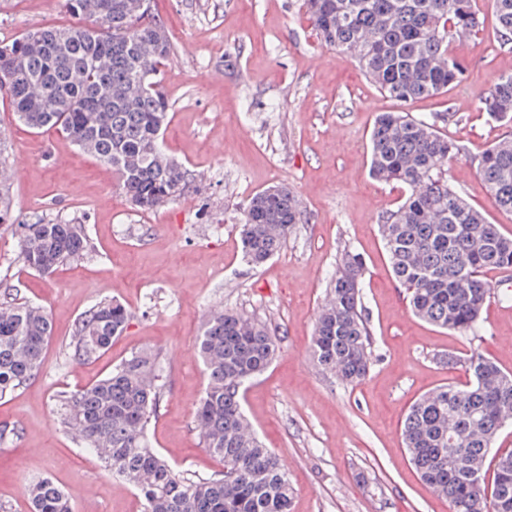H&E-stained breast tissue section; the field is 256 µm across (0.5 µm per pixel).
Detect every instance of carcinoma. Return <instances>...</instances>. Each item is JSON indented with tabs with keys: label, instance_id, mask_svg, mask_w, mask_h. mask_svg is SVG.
<instances>
[{
	"label": "carcinoma",
	"instance_id": "cac0c4a2",
	"mask_svg": "<svg viewBox=\"0 0 512 512\" xmlns=\"http://www.w3.org/2000/svg\"><path fill=\"white\" fill-rule=\"evenodd\" d=\"M136 0H67L69 11L92 24L49 27L0 44V84L18 119L36 130H61L82 150L112 168L118 185L143 210L184 193L190 172L173 168L159 151L171 117L159 89L161 67L173 52L164 24L146 13L130 20ZM500 37L512 36V0H491ZM322 41L352 56L385 95L408 103L442 94L466 75L451 47L461 30L481 21L473 0H304ZM493 118L512 121V74L501 77L483 102ZM382 112L370 134L375 179L408 189L385 212L379 230L395 280L416 317L448 331L476 334L491 286L487 270L512 269V236L501 232L448 185L446 165L459 153L436 122ZM480 174L497 207L512 212V138L481 158ZM304 222L286 185L252 195L240 222L242 256L260 267ZM0 229L15 233L24 265L40 274L81 257L80 224L38 220L18 224L9 186L0 180ZM359 255L348 253L321 308L311 352L325 372L360 382L370 366L371 336L360 284ZM130 318L116 300H103L78 322L73 347L84 358L108 349ZM51 336L47 311L30 301L0 303V397L39 373ZM206 386L193 422L204 448L224 461L213 477L191 479L152 448L149 429L161 398L157 355L141 350L103 378L71 394L63 424L113 474L137 492L143 512H290L294 489L279 458L249 428L241 405L247 382L278 350L268 325L236 312L210 311L199 336ZM468 374L463 387H438L416 401L402 441L423 481L448 499L450 512H512V452L494 461L492 487L483 483L491 443L502 429L491 394L512 412V373L479 353L448 356ZM455 442L448 443L449 436ZM32 512H72L52 480L28 484Z\"/></svg>",
	"mask_w": 512,
	"mask_h": 512
}]
</instances>
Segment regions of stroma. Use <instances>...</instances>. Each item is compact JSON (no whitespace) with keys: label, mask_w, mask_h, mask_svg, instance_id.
I'll list each match as a JSON object with an SVG mask.
<instances>
[{"label":"stroma","mask_w":512,"mask_h":512,"mask_svg":"<svg viewBox=\"0 0 512 512\" xmlns=\"http://www.w3.org/2000/svg\"><path fill=\"white\" fill-rule=\"evenodd\" d=\"M66 0H0V40L72 26ZM458 53L466 78L444 94L402 103L381 93L346 52L324 44L301 0H151L174 47L161 90L171 121L164 146L193 175L184 194L150 212L134 206L111 168L55 130L20 122L0 98V153L13 174L18 223L83 225L88 249L53 273L27 269L14 235L0 230V295L42 305L52 335L38 375L0 398V512H30L26 488L46 477L79 485L73 512H141L136 491L107 471L60 422L61 399L142 349L155 351L164 393L151 427L155 450L174 468L210 477L224 463L203 447L193 412L205 377L197 338L210 310L265 322L278 339L271 366L253 379L243 407L253 431L278 456L295 488L291 512H448L409 463L401 426L410 405L468 375L448 355L481 353L512 372V302L491 297L478 334L415 317L395 281L380 234L383 212L403 186L369 174V135L382 112L448 119L440 132L461 148L448 183L512 236V213L494 205L479 173L487 149L512 134L482 101L512 74L490 0ZM284 184L305 221L280 252L253 268L242 258L240 220L257 191ZM365 260L362 305L372 360L363 381L322 372L309 348L331 277L345 252ZM103 299L131 317L99 355H75L79 317Z\"/></svg>","instance_id":"stroma-1"}]
</instances>
